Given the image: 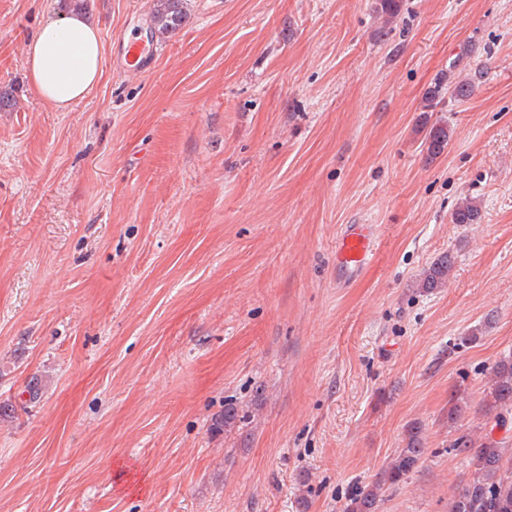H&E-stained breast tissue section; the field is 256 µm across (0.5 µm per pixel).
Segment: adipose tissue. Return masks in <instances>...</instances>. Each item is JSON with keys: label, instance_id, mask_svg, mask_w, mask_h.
<instances>
[{"label": "adipose tissue", "instance_id": "1", "mask_svg": "<svg viewBox=\"0 0 512 512\" xmlns=\"http://www.w3.org/2000/svg\"><path fill=\"white\" fill-rule=\"evenodd\" d=\"M104 61L100 30L80 11L58 14L26 41L24 67L31 90L62 110L95 87L103 75Z\"/></svg>", "mask_w": 512, "mask_h": 512}]
</instances>
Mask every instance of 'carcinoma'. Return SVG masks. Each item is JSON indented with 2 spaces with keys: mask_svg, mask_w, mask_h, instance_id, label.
<instances>
[{
  "mask_svg": "<svg viewBox=\"0 0 512 512\" xmlns=\"http://www.w3.org/2000/svg\"><path fill=\"white\" fill-rule=\"evenodd\" d=\"M152 18L155 33L170 35L179 30L185 22L184 0H154ZM481 73H469L448 82V94L462 101L471 97L477 87ZM442 85L428 88L422 99V109L433 112L442 105ZM450 134L448 125L432 126L427 135L428 154L436 158L448 146ZM480 218L478 205L466 199L459 203L451 215L455 224H474ZM454 269V258L444 253L435 258L418 280V287L432 292L447 285ZM491 386L486 393V412L495 414L497 422L504 421L503 414L512 411V358L496 362L490 368ZM453 450L469 456L474 473L469 481L455 494L448 506V512H512V452H505L503 442L486 433L481 437L464 434L452 441ZM426 453L421 426H411L405 443L398 455L385 470L382 480L359 488L347 500L344 512H378L381 492L385 484L397 485L408 478Z\"/></svg>",
  "mask_w": 512,
  "mask_h": 512,
  "instance_id": "1",
  "label": "carcinoma"
}]
</instances>
